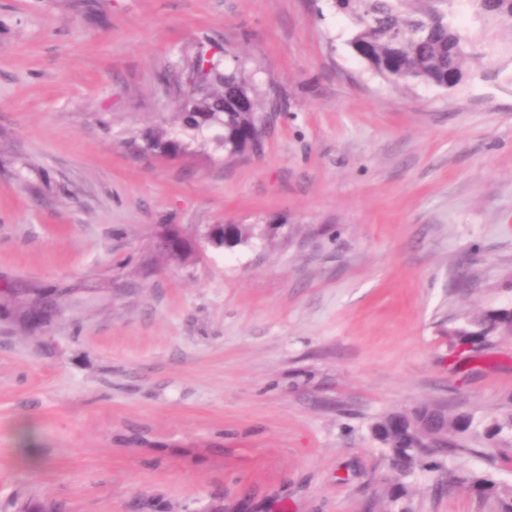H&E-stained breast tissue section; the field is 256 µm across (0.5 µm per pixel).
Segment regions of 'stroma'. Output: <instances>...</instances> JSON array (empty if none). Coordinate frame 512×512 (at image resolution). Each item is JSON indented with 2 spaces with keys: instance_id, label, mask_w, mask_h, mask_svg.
Returning a JSON list of instances; mask_svg holds the SVG:
<instances>
[{
  "instance_id": "stroma-1",
  "label": "stroma",
  "mask_w": 512,
  "mask_h": 512,
  "mask_svg": "<svg viewBox=\"0 0 512 512\" xmlns=\"http://www.w3.org/2000/svg\"><path fill=\"white\" fill-rule=\"evenodd\" d=\"M452 89L395 86L330 0H0V297L76 287L44 331L0 317V512H370L373 428L512 412V30ZM210 36L275 88L261 156L132 154L158 72ZM108 127H101L100 119ZM273 226L181 266L161 225ZM416 470L408 512H496L512 435ZM460 344H478L495 335H512V308L484 311L464 319L456 330ZM453 484L468 483L469 486L483 496L493 497L498 504V512H512V489L499 488L495 483L489 479L478 476H455Z\"/></svg>"
}]
</instances>
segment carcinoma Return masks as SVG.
Here are the masks:
<instances>
[{
	"label": "carcinoma",
	"instance_id": "obj_1",
	"mask_svg": "<svg viewBox=\"0 0 512 512\" xmlns=\"http://www.w3.org/2000/svg\"><path fill=\"white\" fill-rule=\"evenodd\" d=\"M455 0H348L343 13L353 25L349 45L370 70L393 84L421 83L453 88L464 78L470 63L479 58L472 51L476 39L453 23ZM479 20L512 29V0H473ZM159 83L167 87L177 111L160 113L133 132L130 146L140 154L183 158L204 154L210 159H233L262 150L258 133L273 106V93L260 94L253 75L231 47L212 39L200 42L190 54L164 67ZM267 230L257 225H214L197 231L214 250L248 244ZM190 239L176 229L173 236L158 234L157 249L187 265L197 252L185 248ZM39 288H14L0 305V316L29 306L41 296ZM461 344H478L495 335H512V308L484 311L464 319L456 330ZM473 420L452 414L444 404H424L410 414L395 413L374 426V434L387 449L393 469L402 478L418 468L438 465L436 448L452 457L470 452L466 434ZM512 431V414L496 420L484 431L486 440ZM453 483H467L483 496L493 497L498 512H512V489L500 488L478 476H456ZM407 495V487L390 489L377 498L379 512Z\"/></svg>",
	"mask_w": 512,
	"mask_h": 512
}]
</instances>
